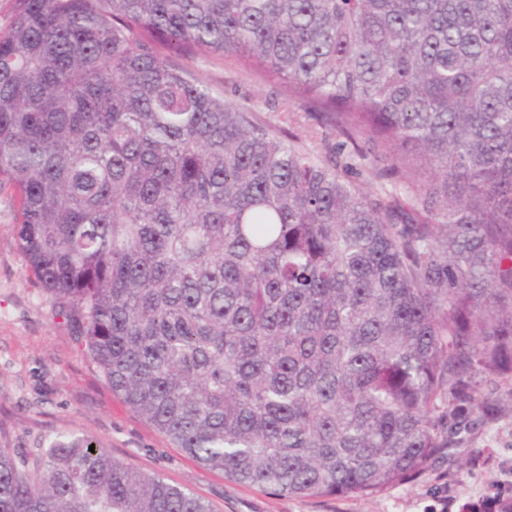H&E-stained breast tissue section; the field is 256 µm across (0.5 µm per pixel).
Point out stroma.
Listing matches in <instances>:
<instances>
[{
    "mask_svg": "<svg viewBox=\"0 0 512 512\" xmlns=\"http://www.w3.org/2000/svg\"><path fill=\"white\" fill-rule=\"evenodd\" d=\"M225 102L248 108L272 125L288 119L285 90L228 55L189 62ZM293 128L322 152L332 130L312 133L305 101H295ZM508 410L474 424L461 448L442 451L410 480L358 497H295L235 482L189 458L113 395L53 301L19 252L13 202L0 192V445L24 451L71 433L99 440L113 458L163 478L209 503L212 512H431L440 497L455 507L491 493L512 478V393Z\"/></svg>",
    "mask_w": 512,
    "mask_h": 512,
    "instance_id": "obj_1",
    "label": "stroma"
}]
</instances>
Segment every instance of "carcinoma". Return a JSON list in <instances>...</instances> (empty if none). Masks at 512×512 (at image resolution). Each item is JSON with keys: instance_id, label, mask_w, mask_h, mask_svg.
<instances>
[{"instance_id": "1", "label": "carcinoma", "mask_w": 512, "mask_h": 512, "mask_svg": "<svg viewBox=\"0 0 512 512\" xmlns=\"http://www.w3.org/2000/svg\"><path fill=\"white\" fill-rule=\"evenodd\" d=\"M164 47L256 66L338 141ZM363 142L401 191L341 176ZM4 188L112 393L226 478L375 495L512 393V0H13ZM0 512L211 508L68 433L0 447ZM307 104L304 100H296L294 102L293 110V130L297 133L303 141L306 143V146L313 150L315 153L323 152V141L322 139H326L331 143H336L338 139L334 135L333 131L329 128H320L317 127L318 135L311 134V126L315 123L310 121L306 115L307 112Z\"/></svg>"}]
</instances>
